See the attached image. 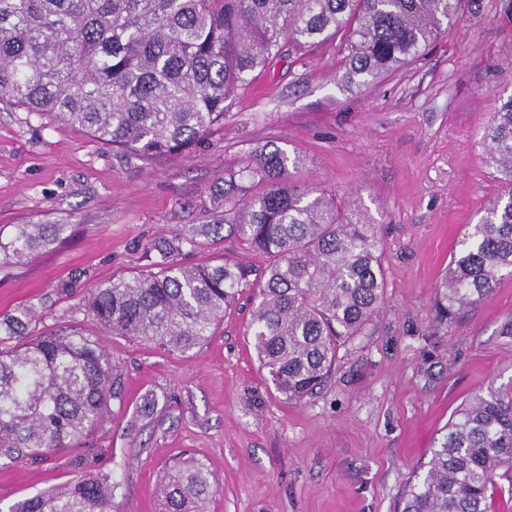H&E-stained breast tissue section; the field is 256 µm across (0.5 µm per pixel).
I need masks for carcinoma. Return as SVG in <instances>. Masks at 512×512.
<instances>
[{"instance_id": "1", "label": "carcinoma", "mask_w": 512, "mask_h": 512, "mask_svg": "<svg viewBox=\"0 0 512 512\" xmlns=\"http://www.w3.org/2000/svg\"><path fill=\"white\" fill-rule=\"evenodd\" d=\"M462 0H0V102L50 114L141 160L200 146L224 123V102L249 73L285 54L345 39L347 84L362 89L415 62L458 18ZM501 195L465 234L437 286L447 322L512 275V97L482 135ZM298 159L260 147L224 172L213 219L148 245L151 269L92 289L76 327L34 333L33 308L0 315V459L17 463L79 446L124 403L104 338L185 354L205 344L252 290L246 335L265 379L288 402L323 387L342 347L386 302L384 246L363 209L315 183ZM65 224H19L0 242V268L60 240ZM228 236L265 256L262 274L226 257H178ZM73 477L7 512H118L119 483L95 449L68 461ZM512 484V383L455 411L414 472L400 512H496L497 480ZM219 484L191 453L172 456L161 512H211Z\"/></svg>"}]
</instances>
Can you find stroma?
<instances>
[{
  "label": "stroma",
  "instance_id": "stroma-1",
  "mask_svg": "<svg viewBox=\"0 0 512 512\" xmlns=\"http://www.w3.org/2000/svg\"><path fill=\"white\" fill-rule=\"evenodd\" d=\"M506 0H465L458 21L413 66L357 90L345 42L273 60L228 100L223 127L195 151L149 163L50 115L0 103V237L17 224H64L63 242L0 269V314L34 306L37 330L97 331L82 306L113 276L142 270L154 239L208 221L224 170L272 142L302 160L295 176L354 199L385 248L387 300L323 390L271 392L241 297L215 336L172 354L120 336L106 345L126 402L84 445L120 486L122 512H159L155 488L181 450L205 461L214 512H399L416 465L454 411L512 381V276L441 328L435 289L460 241L503 185L481 135L512 96ZM157 401L144 416L145 397ZM68 455L0 462V506L70 477Z\"/></svg>",
  "mask_w": 512,
  "mask_h": 512
}]
</instances>
